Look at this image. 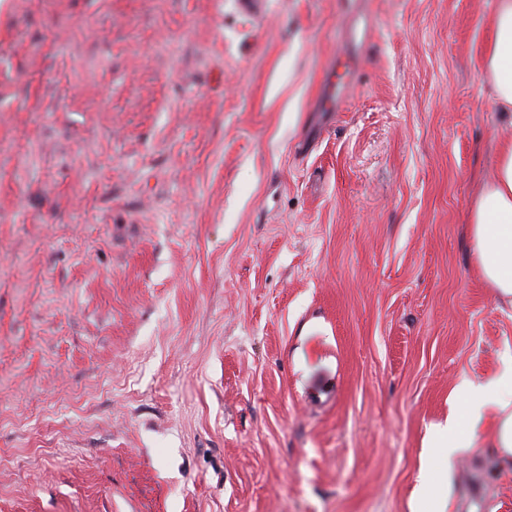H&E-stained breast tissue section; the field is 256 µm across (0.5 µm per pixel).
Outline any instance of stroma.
I'll return each instance as SVG.
<instances>
[{
  "label": "stroma",
  "mask_w": 512,
  "mask_h": 512,
  "mask_svg": "<svg viewBox=\"0 0 512 512\" xmlns=\"http://www.w3.org/2000/svg\"><path fill=\"white\" fill-rule=\"evenodd\" d=\"M261 2L0 0V512H410L512 356L496 0ZM490 442L449 512H512ZM469 222L484 280L512 301V143L501 146L494 177L473 204Z\"/></svg>",
  "instance_id": "35a3bbf8"
}]
</instances>
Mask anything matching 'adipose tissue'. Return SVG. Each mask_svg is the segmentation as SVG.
Listing matches in <instances>:
<instances>
[{
    "label": "adipose tissue",
    "mask_w": 512,
    "mask_h": 512,
    "mask_svg": "<svg viewBox=\"0 0 512 512\" xmlns=\"http://www.w3.org/2000/svg\"><path fill=\"white\" fill-rule=\"evenodd\" d=\"M493 33L484 69L497 106L508 115L512 113V0H497ZM469 222L484 280L501 297L512 300V143L502 145L496 172L475 201ZM454 393L457 407L428 436L434 455L451 458L473 447L485 426L502 458L512 461V362L485 381L462 377Z\"/></svg>",
    "instance_id": "obj_1"
}]
</instances>
